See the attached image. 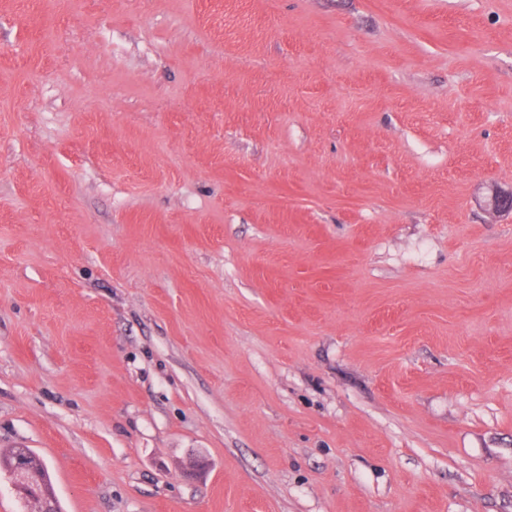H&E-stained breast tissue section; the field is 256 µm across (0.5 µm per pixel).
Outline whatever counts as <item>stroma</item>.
<instances>
[{
	"label": "stroma",
	"instance_id": "35a3bbf8",
	"mask_svg": "<svg viewBox=\"0 0 512 512\" xmlns=\"http://www.w3.org/2000/svg\"><path fill=\"white\" fill-rule=\"evenodd\" d=\"M512 0H0V452L61 512H512ZM21 462L22 470L27 474L31 480V486L41 490H52L50 477L46 464L37 455L28 448H14L6 456H0V470L5 471L11 469L16 463ZM20 469H12L10 483L24 503L34 502L39 500L42 512H53L54 508V495L52 492L39 491L33 492L32 488L27 482V478L22 474Z\"/></svg>",
	"mask_w": 512,
	"mask_h": 512
}]
</instances>
